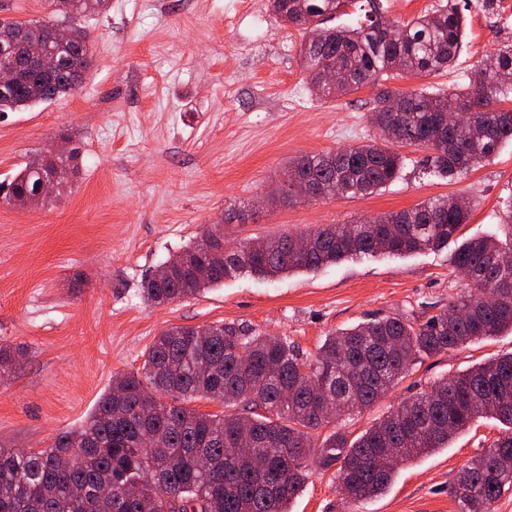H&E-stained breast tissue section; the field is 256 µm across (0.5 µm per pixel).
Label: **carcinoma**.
Returning a JSON list of instances; mask_svg holds the SVG:
<instances>
[{
	"mask_svg": "<svg viewBox=\"0 0 512 512\" xmlns=\"http://www.w3.org/2000/svg\"><path fill=\"white\" fill-rule=\"evenodd\" d=\"M351 0H271L286 24L302 31L300 56L316 94L335 98L384 76L434 73L457 59L465 28L463 11H484L495 0H441L430 13L402 24L372 8L368 24L325 28ZM54 15L95 14L108 0H51ZM51 20L0 21V60L14 78L0 84V112H15L71 93L90 70L88 34L70 29L52 38ZM336 70L345 79L324 80ZM481 90L472 84L448 92L399 95L403 111L381 94L373 121L384 143L304 155L285 175L304 181L312 198L372 195L397 180L405 156L395 144L429 150L433 172L461 177L512 140V43L480 67ZM79 151L32 160L0 187L9 204L46 202L44 180L60 189L79 171ZM471 213L470 201L435 198L387 213L365 224H325L300 238L282 235L249 254L227 248L224 225L202 236L144 278L155 303L195 296L242 272L275 278L298 268L317 269L345 258L377 253L404 255L448 245ZM505 239L471 237L451 258L466 270L469 287L447 310L416 325L402 317L359 322L329 333L313 355L286 338L260 336L234 325L171 326L146 353L144 373L113 379L112 389L76 428L49 447L16 452L0 448V512H291L304 490L311 462L326 471L340 465L347 501L385 492L397 465L448 447L480 418L506 427L490 448L458 473L451 492L458 512H494L512 490V353L439 379L430 391L406 399L351 440L345 417L381 398L409 365L475 340L512 330V199L502 210ZM172 397L167 404L161 395ZM205 398L243 413H201L178 404ZM333 428L322 441L314 431Z\"/></svg>",
	"mask_w": 512,
	"mask_h": 512,
	"instance_id": "cac0c4a2",
	"label": "carcinoma"
}]
</instances>
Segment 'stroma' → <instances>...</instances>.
Returning a JSON list of instances; mask_svg holds the SVG:
<instances>
[{
	"instance_id": "stroma-1",
	"label": "stroma",
	"mask_w": 512,
	"mask_h": 512,
	"mask_svg": "<svg viewBox=\"0 0 512 512\" xmlns=\"http://www.w3.org/2000/svg\"><path fill=\"white\" fill-rule=\"evenodd\" d=\"M91 69L69 95L0 113V183L55 141L80 150V170L62 195L20 208L0 200V343L25 357L0 372V448L50 446L79 426L117 374L136 372L153 338L171 326L252 328L315 353L330 332L402 314L417 324L466 289L452 247L347 259L264 279L243 274L171 303L146 300V274L209 224L230 244L323 224H360L438 197L474 203L462 237L501 235L512 196V140L467 175L429 172L424 149L405 146L400 177L375 195L269 204L289 159L377 139L371 122L385 90L448 91L512 41V19L471 8L452 68L382 80L321 98L305 80L301 34L269 0H109L77 16ZM252 211L226 222L228 209ZM512 352V332L412 364L386 396L343 426L358 436L405 398L438 379ZM482 419L447 448L401 467L388 491L349 504L337 471L310 469L292 512H457V472L499 438Z\"/></svg>"
}]
</instances>
